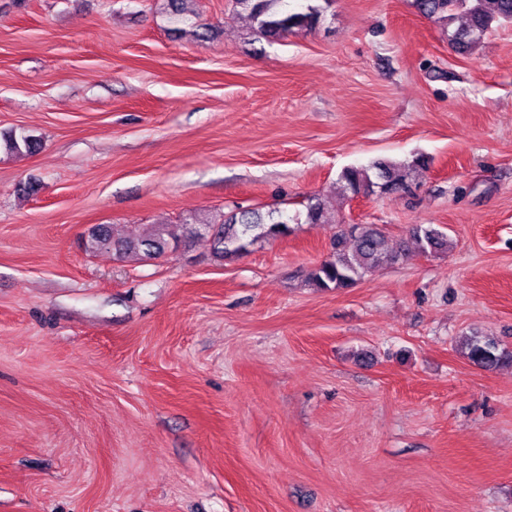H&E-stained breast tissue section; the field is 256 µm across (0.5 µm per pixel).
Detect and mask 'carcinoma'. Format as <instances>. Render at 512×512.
<instances>
[{
	"label": "carcinoma",
	"mask_w": 512,
	"mask_h": 512,
	"mask_svg": "<svg viewBox=\"0 0 512 512\" xmlns=\"http://www.w3.org/2000/svg\"><path fill=\"white\" fill-rule=\"evenodd\" d=\"M248 13L257 33L277 39L294 29L316 26L322 10L311 4L300 9L290 8L289 0H234ZM418 11L441 24L448 44L460 53L474 50L483 41L493 24L512 23V0H415ZM4 150L11 154H32L41 148V140L21 131L3 137ZM420 162L381 158L367 167H348L340 175L343 190L350 196H369L376 192L398 194L408 188L407 179ZM185 235L177 234L170 224H154L148 234L119 239L108 224H94L84 233L87 250L110 252L119 259L131 254L143 260L166 255L180 240L205 243L219 260L239 257L254 244L286 236L290 232L288 215L278 209H240L224 214L216 221L194 218L182 224ZM421 255L448 251V235L431 224H413L408 238L398 247L385 246V236L374 224H336L330 237V253L326 260L313 268L307 282L323 290H342L364 280L383 266L405 262L410 258V246ZM468 357L476 366L495 369L512 365V351L499 349L490 336L467 341Z\"/></svg>",
	"instance_id": "carcinoma-1"
}]
</instances>
